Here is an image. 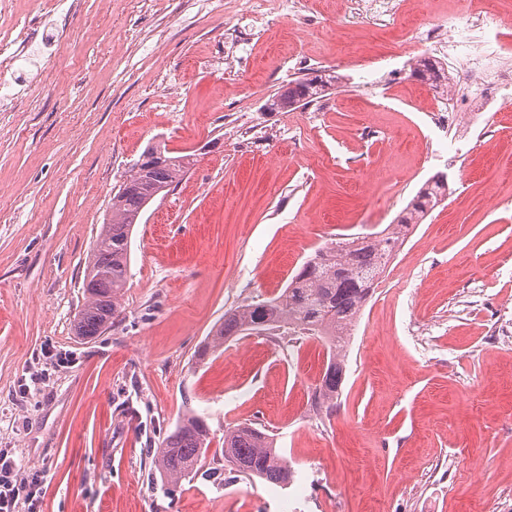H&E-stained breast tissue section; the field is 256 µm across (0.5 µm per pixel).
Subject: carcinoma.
Wrapping results in <instances>:
<instances>
[{
    "instance_id": "obj_1",
    "label": "carcinoma",
    "mask_w": 512,
    "mask_h": 512,
    "mask_svg": "<svg viewBox=\"0 0 512 512\" xmlns=\"http://www.w3.org/2000/svg\"><path fill=\"white\" fill-rule=\"evenodd\" d=\"M414 68L424 69L423 81L434 87L448 79L442 62L431 57H418ZM335 82L336 77H328L323 85L313 87L299 78L281 87L268 104L277 112L294 110L324 96ZM144 154L152 156L153 161L146 168L131 170L113 195L111 214L102 224L85 268L84 303L75 320V333L84 339L105 334L120 312L130 263V237L134 224L150 204V196L174 191L191 165L188 158L172 156L162 146H150ZM447 191L444 177L436 175L417 191L396 223L377 233L347 237L316 248L279 296L224 313V321L198 350V359L202 361L216 352L229 338L250 331L271 334L291 325L298 335L316 336L327 346L328 361L321 382L312 391L311 407L327 417L334 414L352 327L411 227L423 223ZM215 436L207 420L193 411L167 434L153 455L154 469L167 493L175 492L183 480L198 474ZM222 446L225 466L234 473L282 487L293 479L274 436L250 423L224 429Z\"/></svg>"
}]
</instances>
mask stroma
Returning <instances> with one entry per match:
<instances>
[{"label": "stroma", "instance_id": "1", "mask_svg": "<svg viewBox=\"0 0 512 512\" xmlns=\"http://www.w3.org/2000/svg\"><path fill=\"white\" fill-rule=\"evenodd\" d=\"M58 52L0 67V452L42 512H512V97L413 80L418 44L355 0H10ZM314 105L268 112L313 70ZM448 113L447 131L431 121ZM196 158L130 239L122 308L75 336L84 268L149 145ZM448 197L379 279L334 416L316 337L252 333L198 360L227 310L278 296L314 250L382 230L435 174ZM274 434L285 488L152 455L187 410Z\"/></svg>", "mask_w": 512, "mask_h": 512}]
</instances>
